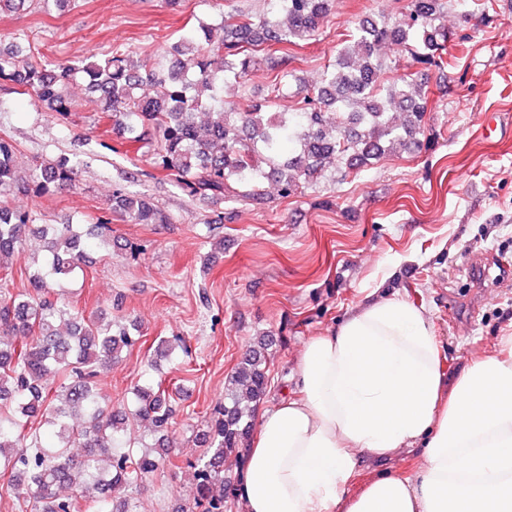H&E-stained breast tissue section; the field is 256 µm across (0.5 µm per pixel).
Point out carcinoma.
<instances>
[{
  "label": "carcinoma",
  "mask_w": 512,
  "mask_h": 512,
  "mask_svg": "<svg viewBox=\"0 0 512 512\" xmlns=\"http://www.w3.org/2000/svg\"><path fill=\"white\" fill-rule=\"evenodd\" d=\"M275 19L221 13L216 25L199 23L172 47L166 64L139 73L133 57L118 49L97 64L27 63L20 52L0 51V79L30 90L64 117L73 108L65 89L79 76L90 102L128 143L147 140L150 164L191 197L224 201L223 219L240 206L260 208L267 180L283 199L302 194L321 179L343 181L391 153L430 148L426 126L431 74L448 69L454 32L443 23L450 0H406L396 17L378 15L341 34L336 59L318 85L297 82L288 69V47L317 41L332 0H269ZM382 43L404 52L421 70L387 77L392 70L377 53ZM262 70L273 97L265 103L224 99V86L243 84ZM151 97L139 94L143 84ZM280 96L297 98L293 112H266ZM74 169L64 160L43 161L20 175L11 144L0 139V282L5 259L28 238L46 242V253L30 275L33 291L0 294V473L4 493L31 495L34 512H136L129 491L164 465L171 454L169 430L175 414L166 380L137 385L125 409L97 387L96 378L140 342L134 324L86 318L67 299L48 290L75 279L98 240L111 239L110 219L80 224H36L18 199L40 197L69 186ZM112 212L132 224H165L168 218L148 199L117 190ZM261 337L237 364L225 385L224 405L213 410L201 441L211 452L194 465V512H224L238 483L224 475V458L245 451L254 426V405L269 393ZM156 434L127 436V418ZM53 433L42 441L33 420ZM83 449L80 455L71 448Z\"/></svg>",
  "instance_id": "cac0c4a2"
}]
</instances>
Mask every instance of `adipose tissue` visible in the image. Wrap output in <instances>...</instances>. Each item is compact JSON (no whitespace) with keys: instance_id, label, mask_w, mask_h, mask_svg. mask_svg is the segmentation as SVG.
<instances>
[{"instance_id":"1","label":"adipose tissue","mask_w":512,"mask_h":512,"mask_svg":"<svg viewBox=\"0 0 512 512\" xmlns=\"http://www.w3.org/2000/svg\"><path fill=\"white\" fill-rule=\"evenodd\" d=\"M297 374L257 418L244 512H512V351L447 385L424 310L385 296L310 338ZM416 445L413 474L356 485L363 456Z\"/></svg>"}]
</instances>
